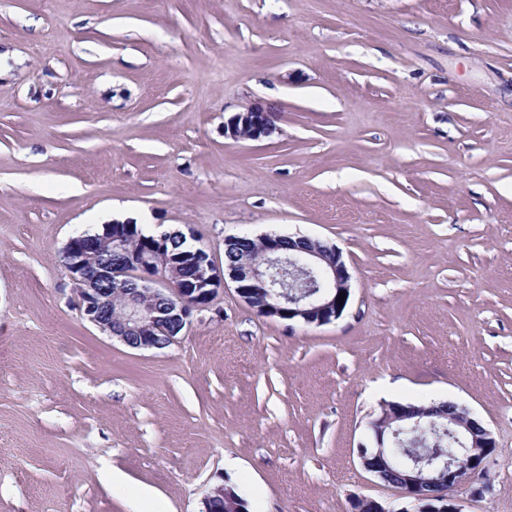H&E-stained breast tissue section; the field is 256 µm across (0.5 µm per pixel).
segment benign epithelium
I'll return each mask as SVG.
<instances>
[{"label":"benign epithelium","mask_w":512,"mask_h":512,"mask_svg":"<svg viewBox=\"0 0 512 512\" xmlns=\"http://www.w3.org/2000/svg\"><path fill=\"white\" fill-rule=\"evenodd\" d=\"M270 133L267 113L258 107L224 122V137L233 140H259ZM133 232L132 224H105L100 232L72 236L62 251L63 265L80 293L82 317L132 348L159 349L173 343L176 331L189 324L191 311L208 306L229 281L258 314L307 325L338 319L352 294L353 275L342 252L307 236H297L309 243L300 249L299 260L292 253H282L284 237L264 235L257 238L264 245L262 259L244 256L221 270L202 245L189 244L176 254L166 250L167 232L147 238L142 249L129 250L126 243ZM114 252L124 255L117 266L112 264ZM262 293L274 302H256ZM341 294L346 299L340 303ZM425 423H446L461 434L470 448L466 459L449 460L439 469L426 458L413 456L398 486L411 508H388L362 496L353 500L352 512H460L448 491L462 479L474 485L472 494L476 496L487 491L486 461L496 441L466 408L460 406L450 414L446 402L383 404L368 424V442L358 444L363 469L387 482L388 450L396 444L398 433L416 431ZM434 485L442 491L434 495L425 492Z\"/></svg>","instance_id":"obj_1"}]
</instances>
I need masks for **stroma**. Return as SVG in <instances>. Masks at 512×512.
Instances as JSON below:
<instances>
[{
	"label": "stroma",
	"instance_id": "35a3bbf8",
	"mask_svg": "<svg viewBox=\"0 0 512 512\" xmlns=\"http://www.w3.org/2000/svg\"><path fill=\"white\" fill-rule=\"evenodd\" d=\"M254 107L273 134L225 138ZM116 206L219 265L231 235L336 246L349 304L304 325L229 286L130 348L61 261ZM440 397L497 443L460 512H512V0H0V512L397 503L357 446Z\"/></svg>",
	"mask_w": 512,
	"mask_h": 512
}]
</instances>
